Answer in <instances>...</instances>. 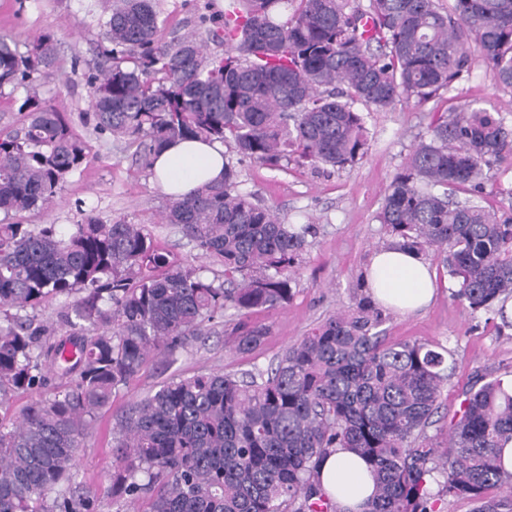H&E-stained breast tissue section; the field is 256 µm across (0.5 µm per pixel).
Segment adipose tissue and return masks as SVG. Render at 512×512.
<instances>
[{
  "label": "adipose tissue",
  "mask_w": 512,
  "mask_h": 512,
  "mask_svg": "<svg viewBox=\"0 0 512 512\" xmlns=\"http://www.w3.org/2000/svg\"><path fill=\"white\" fill-rule=\"evenodd\" d=\"M222 143L187 139L172 142L152 157L151 170L164 192L180 197L205 184L224 179ZM372 303L401 315L426 307L435 292V274L417 253L389 247L374 251L363 273ZM316 481L340 512H363L374 492L369 463L345 448L323 456Z\"/></svg>",
  "instance_id": "adipose-tissue-1"
}]
</instances>
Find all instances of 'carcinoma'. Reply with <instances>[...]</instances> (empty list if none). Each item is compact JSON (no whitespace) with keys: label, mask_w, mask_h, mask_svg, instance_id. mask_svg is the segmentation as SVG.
Instances as JSON below:
<instances>
[{"label":"carcinoma","mask_w":512,"mask_h":512,"mask_svg":"<svg viewBox=\"0 0 512 512\" xmlns=\"http://www.w3.org/2000/svg\"><path fill=\"white\" fill-rule=\"evenodd\" d=\"M291 9L286 14L284 10ZM199 25L224 43L209 57L195 33L165 42L154 0H113L99 20L100 62L88 77L93 129L136 146L135 161L178 139L219 141L271 169L290 157L343 169L366 154L369 112L442 97L471 70L478 48L495 83L512 88V0H224ZM49 35L19 54L0 36V89L26 86L55 65ZM22 126L0 136V212L48 208L90 162L66 117L35 94ZM512 157V128L474 103L438 116L430 137L389 184L377 221L389 245L437 261L474 311L512 326V212L481 204L484 168ZM466 197L460 199L457 193ZM164 220L224 280L169 260L138 224L82 213L68 235L53 224H0V512H103L74 470L84 431L112 394L149 362L171 359L228 307L237 352L267 331L248 320L288 303L296 258L312 224L224 182L168 201ZM67 301L51 327L28 314ZM382 310L366 298L325 318L265 369L173 378L116 417L109 495L145 512H326L315 482L331 448L375 473L366 512H427L444 494L473 512H512L502 450L512 444V388L471 390L448 429V448L426 435L454 373L418 340L389 342ZM69 385L13 410L15 393ZM437 491H432L431 483Z\"/></svg>","instance_id":"cac0c4a2"}]
</instances>
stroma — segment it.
<instances>
[{
  "instance_id": "35a3bbf8",
  "label": "stroma",
  "mask_w": 512,
  "mask_h": 512,
  "mask_svg": "<svg viewBox=\"0 0 512 512\" xmlns=\"http://www.w3.org/2000/svg\"><path fill=\"white\" fill-rule=\"evenodd\" d=\"M223 4L224 0H155L163 40L195 31L202 10L216 15L222 13ZM110 5L111 0H0V33L11 35L19 52H26L28 44L44 33L52 34L56 45L53 68L36 75L27 87L0 89V135L19 126V107L31 92L62 112L90 151L89 165L69 178L50 210L19 213L15 219L23 224H53L64 234L81 211L91 209L108 222L143 226L175 260L202 268L208 278L223 279L221 264L202 256L177 228L162 223L160 214L168 198L151 172L135 164L133 147L110 134H97L87 119L91 111L87 77L99 52L97 19ZM470 102L496 108L512 127V89L495 84L477 54L470 73L442 98L421 105L403 101L391 111L371 113L368 150L354 166L326 172L293 161L280 170L243 163V189L273 206L284 223L318 227L299 257L291 298L285 306L252 313V321L268 330L264 344L253 353L236 352L226 336L236 318L235 310L228 309L208 323L206 336L180 351L174 362L154 360L116 391L86 429L84 446L76 456V467L90 488L105 496L115 417L163 382L197 373L267 367L325 317L365 297L363 267L388 240L376 219L386 187L403 170L414 146L428 138L436 116ZM433 271L437 292L431 305L415 315L388 313L381 331L391 341L412 339L448 349L456 371L444 385L441 400L452 414L480 377L512 384V327L489 319L485 312L472 311L455 298L457 285L446 270L437 265ZM103 506L104 512H115L106 496Z\"/></svg>"
}]
</instances>
